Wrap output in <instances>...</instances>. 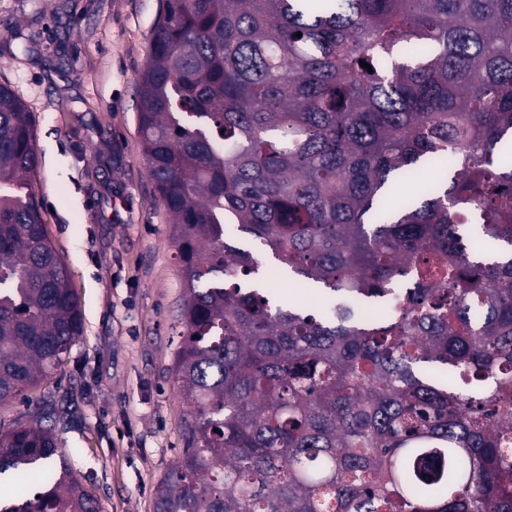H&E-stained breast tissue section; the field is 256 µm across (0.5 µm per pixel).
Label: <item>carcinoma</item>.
I'll return each mask as SVG.
<instances>
[{
  "label": "carcinoma",
  "mask_w": 512,
  "mask_h": 512,
  "mask_svg": "<svg viewBox=\"0 0 512 512\" xmlns=\"http://www.w3.org/2000/svg\"><path fill=\"white\" fill-rule=\"evenodd\" d=\"M136 119L194 408L155 512H512V0H164ZM37 166L0 84V403L83 330ZM228 218L331 304L254 287ZM45 419L0 432V512H99Z\"/></svg>",
  "instance_id": "1"
}]
</instances>
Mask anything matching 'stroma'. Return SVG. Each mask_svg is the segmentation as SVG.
<instances>
[{"label":"stroma","mask_w":512,"mask_h":512,"mask_svg":"<svg viewBox=\"0 0 512 512\" xmlns=\"http://www.w3.org/2000/svg\"><path fill=\"white\" fill-rule=\"evenodd\" d=\"M162 7L0 0V83L32 115V182L83 317L37 396L101 512H154L193 416L174 370L182 267L136 124L137 80Z\"/></svg>","instance_id":"obj_1"}]
</instances>
